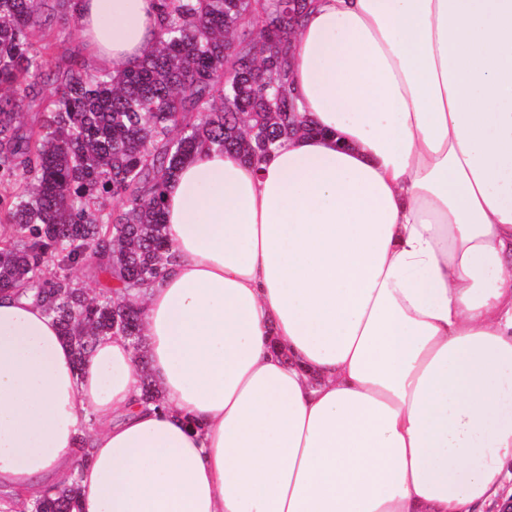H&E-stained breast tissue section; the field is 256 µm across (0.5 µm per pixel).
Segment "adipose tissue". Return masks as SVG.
Returning <instances> with one entry per match:
<instances>
[{
  "instance_id": "adipose-tissue-1",
  "label": "adipose tissue",
  "mask_w": 512,
  "mask_h": 512,
  "mask_svg": "<svg viewBox=\"0 0 512 512\" xmlns=\"http://www.w3.org/2000/svg\"><path fill=\"white\" fill-rule=\"evenodd\" d=\"M76 9L91 70L155 45L160 0ZM291 53L314 133L167 184L146 365L121 336L76 363L0 292V512L73 478L75 512H482L500 488L512 0H311Z\"/></svg>"
}]
</instances>
